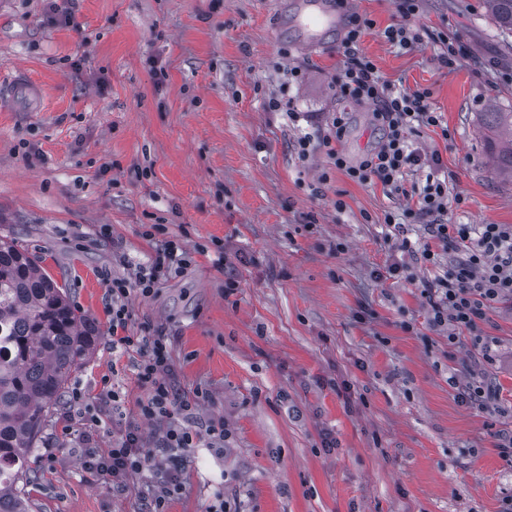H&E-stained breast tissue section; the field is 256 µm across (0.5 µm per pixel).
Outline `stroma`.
<instances>
[{
	"label": "stroma",
	"instance_id": "stroma-1",
	"mask_svg": "<svg viewBox=\"0 0 512 512\" xmlns=\"http://www.w3.org/2000/svg\"><path fill=\"white\" fill-rule=\"evenodd\" d=\"M295 2L57 0L74 17L67 27L46 0H0V76L23 69L45 92L40 112L0 105V236L99 327L67 391L94 407L110 379L151 468L182 463L185 490L167 512H209L219 490L229 512H512V456L498 447L512 430V303L449 339L422 288L436 267L388 238L399 199L352 182L324 153L299 159L297 138L318 137L339 112L349 158L382 134L371 105L337 91L340 31L307 43L284 16ZM418 5L407 21L424 37L409 50L382 36L404 21L394 0H344L338 11L371 19L362 47L384 79L428 90L442 113L445 131L412 139L439 151L463 197L449 221L512 224V179L496 173L481 124L512 110V33L492 24L486 0ZM437 32L459 50L453 66L440 61ZM276 95L292 113L268 110ZM166 239L194 262L155 296L131 294L129 331L164 327L180 390L208 393L198 419L232 434L220 450L200 438L182 462L158 446L163 421L140 417V356L113 349L110 330L108 276L134 280ZM394 263L399 275L382 278ZM478 336L495 340L493 363ZM477 371L490 389L482 408L456 398ZM100 417L91 429L69 401L52 410L31 457L34 512H144L141 478L117 491L83 469L84 432L96 452L112 446L111 410Z\"/></svg>",
	"mask_w": 512,
	"mask_h": 512
}]
</instances>
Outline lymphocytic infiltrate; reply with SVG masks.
Segmentation results:
<instances>
[{
    "label": "lymphocytic infiltrate",
    "mask_w": 512,
    "mask_h": 512,
    "mask_svg": "<svg viewBox=\"0 0 512 512\" xmlns=\"http://www.w3.org/2000/svg\"><path fill=\"white\" fill-rule=\"evenodd\" d=\"M369 26V20L355 14L345 25L336 86L345 100L372 106L374 119L383 132L381 145L359 160H349L338 147L346 131L345 118L339 115L319 140L301 137L296 144L297 153L305 159L314 151H323L333 167L350 180L378 183L389 193L404 197V215L422 220L428 235L421 252L423 261L438 265V251L442 248L459 255L443 274L424 284L432 326L449 324L457 332L473 330L477 320L483 319L494 305L512 300V225L482 224L474 229L467 224L449 223L448 170L443 159L435 150L421 152L409 140L418 129L442 127L443 117L434 110L428 91L398 90L383 79L361 48ZM411 170L423 171L425 177L422 185L408 189L404 176ZM192 263L191 251L180 241H164L139 267L134 284L113 279L110 309L113 346L137 352L141 357L137 380L148 391L147 399L138 404L141 415L165 421L160 447L185 453L204 435L214 447H223L229 432L220 421L197 422L195 411L207 392L200 388L190 394L178 391L173 350L165 330L148 324L137 336L128 335L127 330L134 317L130 293L151 297L172 275ZM151 456L138 426L128 422L106 453L85 454L84 470L122 490L133 476L148 471Z\"/></svg>",
    "instance_id": "lymphocytic-infiltrate-1"
}]
</instances>
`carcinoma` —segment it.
<instances>
[{
  "label": "carcinoma",
  "mask_w": 512,
  "mask_h": 512,
  "mask_svg": "<svg viewBox=\"0 0 512 512\" xmlns=\"http://www.w3.org/2000/svg\"><path fill=\"white\" fill-rule=\"evenodd\" d=\"M489 5L492 22L512 33V0ZM482 120L512 130V112H484ZM97 339L95 323L76 313L30 253L0 239V512H32L24 490L32 448Z\"/></svg>",
  "instance_id": "carcinoma-1"
}]
</instances>
